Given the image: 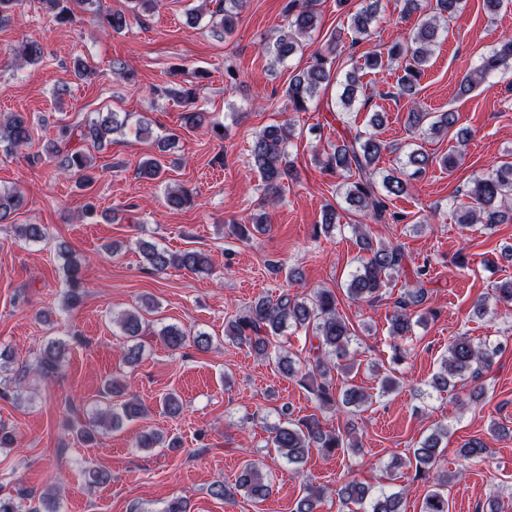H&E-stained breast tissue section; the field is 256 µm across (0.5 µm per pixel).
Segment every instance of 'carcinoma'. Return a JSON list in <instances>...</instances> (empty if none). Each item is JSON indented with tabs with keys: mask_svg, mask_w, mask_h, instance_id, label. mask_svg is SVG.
<instances>
[{
	"mask_svg": "<svg viewBox=\"0 0 512 512\" xmlns=\"http://www.w3.org/2000/svg\"><path fill=\"white\" fill-rule=\"evenodd\" d=\"M92 0H39L42 10L56 23L67 24L75 20V10H85ZM153 0H130L131 13L115 11L98 15L99 23L113 32L123 31L129 24V17H140L152 9ZM247 0H216L211 12L210 31L215 37L224 38L234 28V18L245 7ZM464 0H401L400 19L406 22L412 18L416 24L412 33L397 37L387 50V56L374 53L365 57L362 65H353L343 74L333 68L340 56L338 46L342 32L330 34L324 44L311 55L310 64L295 73L288 80L286 98L288 108L294 112H305L321 91L331 84L342 87L338 104L345 112H352L358 103L361 86L359 71L378 70L387 65H396L402 71L397 83L396 95L412 103L407 113L411 129L437 136L448 134L456 138L458 144L467 141L464 130H454L457 123L456 112H427L418 103L416 95L424 68L433 49L446 31L448 21L455 19L463 10ZM378 2L362 6L347 14V34L351 43L357 44L370 39ZM284 25L277 37L264 47L268 64L275 68L284 63L302 48V39L311 36L321 24L317 10V0H287L284 10ZM9 55L16 61L35 64L43 56L41 44L25 40L9 49ZM512 71V37H503L495 44L480 65L465 75L458 89V95L470 94L488 75L507 74ZM154 92L170 95L183 103L186 110L181 116L183 127L190 130L207 129L212 137L224 140L221 125L209 122L208 115L196 105L195 96L190 90H173L157 87ZM127 119H119L118 113L108 112L89 123L62 124L58 137L45 149L54 162V171L59 174H75L80 181L90 183L94 179L91 161L84 151V144L91 142L97 146L110 141L114 134L122 132ZM294 137L291 123H278L265 127L256 136L250 149L251 170L257 172L262 182V190L267 201L273 202L280 194L283 182L294 177V168L288 160V146ZM32 141V126L28 115L10 112L0 119V147L5 153L26 148ZM159 154L147 156L138 168L139 176L159 179L165 173L161 157L169 149V140L156 141ZM389 149L376 134L364 136L355 134L341 142L329 145L323 150L325 158L320 161L322 169L330 174L346 178L344 201L349 210L359 212L376 224H400L408 220L405 214L389 211L391 197H401L409 193L410 179L423 174L430 166V156L416 148L406 154L401 167L381 176H376V163L382 151ZM413 168L411 174L405 169ZM469 202L459 207L457 223L463 226L481 224L488 229L497 224L512 223V208L507 202L512 198V161L502 162L488 173L473 181L467 192ZM168 208L180 210L194 203L192 191L178 188L167 192ZM22 197L16 191L0 192V221L6 220L19 210ZM268 224L266 214L249 218L247 224L232 225L231 232L240 237L264 231ZM356 243L362 256L351 274L346 286L349 300L373 304L382 297V290L389 287L394 277L404 273L405 250L400 245L380 244L373 241L363 230L362 225L354 224ZM17 237L29 242H37L47 237V228L42 224L16 225ZM145 265L155 274H164L170 268L184 269L194 274L210 271V261L205 254L196 250L170 251L156 244L143 249ZM427 265L414 269V283H405L404 291L395 303L389 317V336L392 339L390 364L399 365L405 359L401 341L414 331L415 308L425 304L427 292L424 288ZM504 305L512 307V279L501 282L494 288L491 299H479L474 303V311L479 315L489 313L491 307ZM151 309L148 301H142L137 308L121 313L116 318L123 336L134 342L143 335V312ZM294 328L312 331L317 340L310 346L305 358L304 373H299L291 356L282 354L272 347L271 339ZM226 337L239 346H245L262 359H275L280 371L287 376H299V383L313 395L320 405L343 408L349 413L372 401V396L361 387L348 386L340 400H335L332 391V372L345 375L355 367L350 346L355 334L348 321L339 313L336 293L329 288H318L313 293L301 297L281 292L277 298L268 296L254 300L244 314L230 320L225 330ZM162 342L171 350L184 347L187 340L200 351H207L211 338L198 333L190 338L175 325H167L158 332ZM68 352V344L60 339L47 343L44 351L36 358L32 367L22 366L14 370L12 380L17 381L35 371L44 378L55 376L62 368ZM501 353L500 344L492 341L473 342L470 337L460 335L448 342V355L441 362L439 372L432 375L428 386L436 392H447L456 384L473 385L470 396H482L483 387L479 384L484 371L494 363ZM146 415L145 407L136 399H128L112 406L99 421L118 430L124 421ZM351 435L350 424L344 430L329 429L313 416L293 417L289 407L280 409L279 422L270 427L268 444L284 455L288 462L302 463L313 448L333 453L339 448H356L357 443H347ZM448 437V428L438 427L420 439L411 450L412 456L401 458L395 467H414V478L432 482L431 489L424 495L420 512H448V474H434L437 459L442 453L441 445ZM139 448L176 447V440L165 441L158 432L150 431L140 435L136 442ZM486 452L480 439H471L459 449L464 460H478ZM244 492L254 502L264 500L270 493V484L265 480L258 466L249 462L241 468L235 484L231 487L224 482L213 483L211 493L224 500L232 499L238 492ZM336 496L341 512H401L402 493L385 489L373 490L359 482L345 481L336 488ZM35 498L33 491L17 487L14 492L0 495V512H58L56 502L49 498L39 499L40 505L31 504ZM321 492L307 488L306 494L297 501L295 512H318Z\"/></svg>",
	"mask_w": 512,
	"mask_h": 512,
	"instance_id": "carcinoma-1",
	"label": "carcinoma"
}]
</instances>
